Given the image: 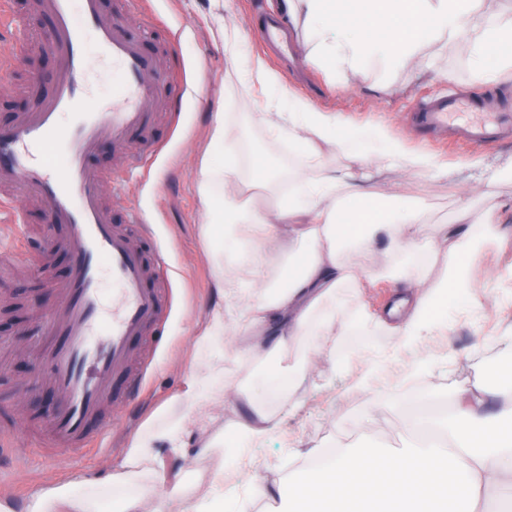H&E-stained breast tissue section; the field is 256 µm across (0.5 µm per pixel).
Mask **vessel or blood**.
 Listing matches in <instances>:
<instances>
[{"mask_svg":"<svg viewBox=\"0 0 512 512\" xmlns=\"http://www.w3.org/2000/svg\"><path fill=\"white\" fill-rule=\"evenodd\" d=\"M28 8L53 19L41 46L55 57L57 71L52 93L0 131V222L15 232L14 242L0 248V266L25 263L33 248L14 205L17 190L33 191L47 207L53 240L72 256L60 300L43 315L33 346L44 365L40 379L59 405L58 413L38 427L45 455L56 457L97 445L112 424L108 410L116 377L128 374V394L139 392L142 377L130 372L131 342L168 313L150 274L156 243L148 234L135 242L114 224L102 202V177L88 158L106 137L114 152H124L134 133L143 140L142 158H150L152 131L176 100L169 91L168 51L147 49L129 35L122 17L101 15L97 0H29ZM25 31V16L15 10L14 0H0V36L8 40L0 47V80L12 76L10 43ZM258 36L282 52L291 44L288 28L278 22L262 25ZM91 44L117 69V94L108 106L88 89ZM64 114L71 115L69 124H61ZM412 123L435 143L475 148L512 138L511 112H487L463 96L425 103ZM105 269L118 287L108 314L98 288Z\"/></svg>","mask_w":512,"mask_h":512,"instance_id":"obj_1","label":"vessel or blood"}]
</instances>
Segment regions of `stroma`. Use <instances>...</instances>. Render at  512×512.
<instances>
[{"label":"stroma","mask_w":512,"mask_h":512,"mask_svg":"<svg viewBox=\"0 0 512 512\" xmlns=\"http://www.w3.org/2000/svg\"><path fill=\"white\" fill-rule=\"evenodd\" d=\"M275 0H149L157 15L154 29H147L142 14L130 0H103L105 15L124 13L128 29L146 44L168 40L169 30H181L180 41L171 46L173 88L189 85L195 93L178 112L169 113L154 131L158 149L149 177L130 183L124 197L103 184V201L114 221H122L124 204L131 201L153 220L156 237L166 251L170 277L166 284L170 315L156 337L154 359L137 356L144 369L145 392L127 400L115 414L112 427L94 452L68 453L47 459L25 434L12 438L10 451L0 455V503L13 512H27L37 495L67 486L69 500L49 502V512H122L132 498L139 512H177L186 497L205 501L215 492L213 478L220 469H232L230 450L237 439L235 429L246 419L247 409L237 393L249 391L252 400L272 419L270 433L252 444L240 471H233L224 485L223 512H284L288 501L276 491L277 484L300 471L309 448L326 446H374L406 448L414 441L402 415L401 404L412 394L427 399H445L451 382L473 379L495 367L512 365V359L489 345L490 336H512V250L502 251L489 241L470 253L467 261L478 281L468 298L449 297L440 317L444 328L418 348L432 353L427 375L399 388L404 358L395 355L400 344L395 329L357 325V315L373 316L388 306L398 293L392 282L356 292L354 283L313 310V321H325V350L312 357L298 385L279 375L282 367L294 365L300 349L291 347L277 358L257 352L241 362H226L224 375L231 384L217 402L190 404L193 380L205 374L209 361L197 341L211 311L221 299L215 287V268L204 229L206 207L199 192L200 167L212 152L211 130L215 113H223L227 126L235 128L234 154L244 196L271 209L282 201L281 188L289 183L291 168L281 167L285 157H294L287 133L274 134L254 123L266 101L253 94L238 79V66L231 62L220 39L221 31H240L245 54L263 57L277 72L281 86L273 92L280 105L289 95L307 98L334 111L356 127L380 124L413 152L432 156L438 169L418 174L393 170L381 172L373 156L360 144L321 145L326 170L352 169L360 174L367 191L366 203L374 207L386 195L398 194L424 213V237L437 235L439 225L468 209L471 220H480L495 210L503 234L512 233V177L502 170L512 167V141L489 148L454 149L420 142L407 121L409 112L430 99L456 94L477 101L494 100L501 111L512 110V77H503L496 88L474 85L468 63L469 50L460 43L439 52L435 69L424 71L408 65L390 69L369 62L365 70L348 74L340 87H332L318 66L300 61L311 85L297 83L285 66L269 56L255 25ZM43 49L21 41L14 45L18 75L0 81V129L11 126L16 116L31 111L38 99L52 90L55 65L44 67L41 83L28 74L41 63ZM275 176L266 187H254L259 165ZM71 256L55 248L48 265L31 261L18 272L0 277V346L8 353L0 370V424L18 418L40 420L37 406L46 397L36 385L40 364L31 354L39 330L38 314L56 306L59 284L70 270ZM186 418L182 451L164 443L155 446L152 461L131 469L126 480L113 482L133 441L150 425H162L172 416Z\"/></svg>","instance_id":"stroma-1"}]
</instances>
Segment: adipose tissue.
I'll use <instances>...</instances> for the list:
<instances>
[{"mask_svg": "<svg viewBox=\"0 0 512 512\" xmlns=\"http://www.w3.org/2000/svg\"><path fill=\"white\" fill-rule=\"evenodd\" d=\"M280 6L290 17L305 18L310 28L305 57L333 75L364 69L371 60L393 67L410 60L428 64L432 57L426 45L445 48L460 41L469 46L477 83H493L512 73V19L488 16L484 0H347L341 9L335 0H281ZM260 120L270 130H288L299 153L294 191L270 210L240 201L235 164L226 154L224 116L216 114L211 137L225 154L224 164L203 162L200 193L204 203H211L214 184L223 182L224 229L206 227L205 237L212 242L225 234L239 249L229 264L221 250L213 252L223 303L211 312L200 335L215 366L193 383L196 397L205 394L214 400L224 388L227 327L241 336L261 337L272 354L300 338L309 350H322L321 333L311 325L309 314L337 288L358 279V271L343 256L345 249L367 251L386 240L391 274L406 288L388 314L400 319V334L408 342L439 330L441 322L433 312L438 297L450 291L467 295L473 283L468 266L459 262L449 267L443 284L416 293L407 268L425 247L419 209L393 200L375 210L341 214L339 202L360 198L362 192L353 173L323 170L318 143L335 134L347 141L367 137L380 146L375 160L381 170H428L434 166L429 155L408 152L385 126H344L336 113L293 95L287 111L275 108L262 113ZM494 231L488 217L479 227L461 220L441 225L438 235L449 253L462 255ZM283 237L298 245L288 276L253 299L254 283L236 269H260ZM451 391L455 407L442 437L407 451H339L327 466L289 478L293 512H512V369L499 372L494 382L479 378L453 384ZM183 429L182 420L176 419L137 438L126 466L153 459L156 442L183 447Z\"/></svg>", "mask_w": 512, "mask_h": 512, "instance_id": "1", "label": "adipose tissue"}]
</instances>
